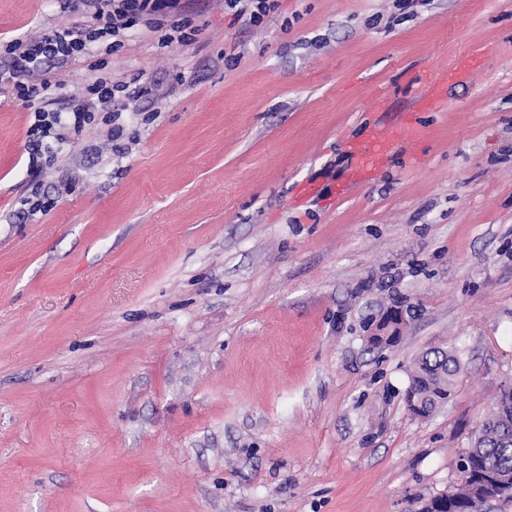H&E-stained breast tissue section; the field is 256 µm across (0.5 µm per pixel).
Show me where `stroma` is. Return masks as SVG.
<instances>
[{
    "instance_id": "obj_1",
    "label": "stroma",
    "mask_w": 512,
    "mask_h": 512,
    "mask_svg": "<svg viewBox=\"0 0 512 512\" xmlns=\"http://www.w3.org/2000/svg\"><path fill=\"white\" fill-rule=\"evenodd\" d=\"M275 2L249 25L198 0L186 45H97L159 98L37 177L42 102L0 49V512H415L512 388V0ZM79 20L0 0V45ZM397 301L400 341L372 348ZM442 345L462 373L415 418L413 362ZM492 49L490 47H484L479 50L470 51L469 53L460 56L455 61L448 65L447 69H440L433 73L431 83L429 86L430 93L431 88L443 83H451L467 73H472L479 70L482 66L483 59L486 56L491 55ZM405 135V128L399 127L392 131L383 130L380 134L364 147L363 153L368 162L373 161L377 156H382L387 153L394 145V143L403 138Z\"/></svg>"
}]
</instances>
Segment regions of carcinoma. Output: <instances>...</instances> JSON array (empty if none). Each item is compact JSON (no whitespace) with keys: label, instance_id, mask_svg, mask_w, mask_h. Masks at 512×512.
Segmentation results:
<instances>
[{"label":"carcinoma","instance_id":"cac0c4a2","mask_svg":"<svg viewBox=\"0 0 512 512\" xmlns=\"http://www.w3.org/2000/svg\"><path fill=\"white\" fill-rule=\"evenodd\" d=\"M405 318L395 310L388 311L375 325L369 342L374 347L395 343ZM461 373V360L453 349L434 348L419 355L411 375V390L407 404L411 413L420 418L430 416L448 401ZM512 434V390H505L493 411L479 426V438L470 444L465 467L458 470L457 495L448 501L429 499L430 512H471V490L492 473L506 481L503 487L491 486L487 493L499 496V512H512V442L502 435Z\"/></svg>","mask_w":512,"mask_h":512}]
</instances>
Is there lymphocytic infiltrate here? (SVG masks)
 Instances as JSON below:
<instances>
[{
	"label": "lymphocytic infiltrate",
	"mask_w": 512,
	"mask_h": 512,
	"mask_svg": "<svg viewBox=\"0 0 512 512\" xmlns=\"http://www.w3.org/2000/svg\"><path fill=\"white\" fill-rule=\"evenodd\" d=\"M195 0H67L69 9L89 15L86 28H54L36 38L14 39L5 50L15 61L12 77L20 98L45 97L56 85L52 64H67L82 56L93 58L94 46L105 40L110 50L122 47L129 31L140 27L163 31L164 42L189 43L188 8ZM155 84L135 82L110 84L102 78L88 82L84 93L69 96L62 110H39L28 131L27 150L33 172L42 169L38 159L53 154L55 147L69 143L95 120L99 112H121L126 101L152 100Z\"/></svg>",
	"instance_id": "f902f5d3"
}]
</instances>
